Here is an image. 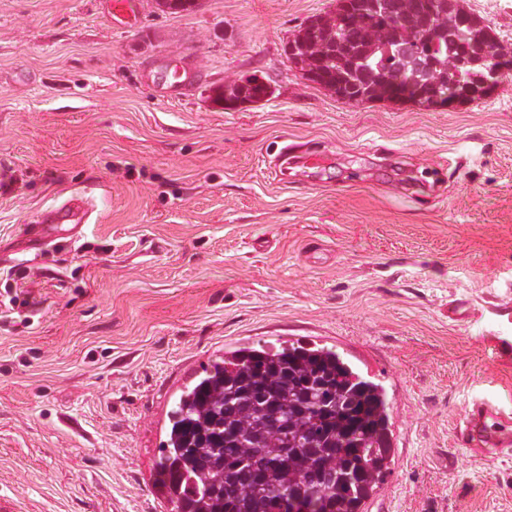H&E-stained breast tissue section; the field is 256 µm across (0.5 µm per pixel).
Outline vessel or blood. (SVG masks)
<instances>
[{"instance_id":"obj_1","label":"vessel or blood","mask_w":512,"mask_h":512,"mask_svg":"<svg viewBox=\"0 0 512 512\" xmlns=\"http://www.w3.org/2000/svg\"><path fill=\"white\" fill-rule=\"evenodd\" d=\"M80 213L78 206L64 203L51 216L44 233L55 239L59 225L72 224ZM460 445L480 456H512V412L502 409L491 398L473 399L463 415V426L458 435Z\"/></svg>"}]
</instances>
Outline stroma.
<instances>
[{
    "mask_svg": "<svg viewBox=\"0 0 512 512\" xmlns=\"http://www.w3.org/2000/svg\"><path fill=\"white\" fill-rule=\"evenodd\" d=\"M108 2L0 0V512H171L175 395L288 340L387 390L365 512H512V457L457 441L469 400L512 410V75L452 109L347 103L284 53L336 0H139L130 27ZM460 4L512 49V0ZM249 75L269 100L215 103ZM286 142L331 162L280 169ZM72 198L75 236L29 232Z\"/></svg>",
    "mask_w": 512,
    "mask_h": 512,
    "instance_id": "stroma-1",
    "label": "stroma"
}]
</instances>
